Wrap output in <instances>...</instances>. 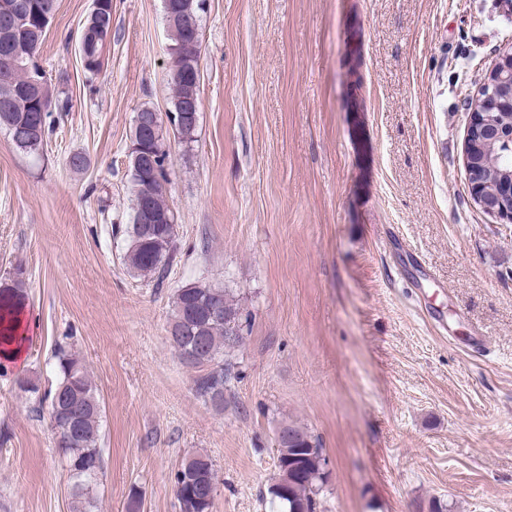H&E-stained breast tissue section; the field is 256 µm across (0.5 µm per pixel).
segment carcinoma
Segmentation results:
<instances>
[{"label":"carcinoma","mask_w":512,"mask_h":512,"mask_svg":"<svg viewBox=\"0 0 512 512\" xmlns=\"http://www.w3.org/2000/svg\"><path fill=\"white\" fill-rule=\"evenodd\" d=\"M22 9L38 16L39 22L26 25L21 36L1 35L9 25L0 14V58L12 57L13 61H30L37 57L46 29L54 14L57 0H14ZM199 0H170L165 9L168 27L171 31L170 81L174 90V112L182 110L183 104L199 101L198 82L186 75L188 69H199L200 34L188 31L186 18L197 14ZM11 77L20 92L11 99H0V126L12 130L27 126L40 131L31 141L16 143V147L31 154L43 150L47 138L53 132L51 113L69 110L68 101L54 98L50 85L42 91H29L28 73L24 68L15 67ZM161 164L154 170L138 172L134 163H129L130 178L137 179L146 188L159 213L170 212L167 203L168 178L166 165L169 154H159ZM138 198L132 197V219L128 233L124 261L133 275L162 284L176 259L175 225L164 224L162 231L147 235L135 223L138 216ZM24 272L17 270L11 283L0 288V348L17 341L10 325L16 311L26 304ZM224 305V318L220 321L203 317L187 316L182 322L181 335L172 341L179 359H184L204 342L209 358L196 362L193 378L194 392L203 399L209 398L216 390L226 389L230 373L224 365V349L235 346L228 342L232 327L237 323L238 310L221 288H210L202 284L188 283L176 290L173 318L181 317L188 308L205 310L213 299ZM52 366L56 375L55 384L44 392L47 404L58 401V408L50 417L52 437L56 448L70 474V512H93L97 505L98 485L103 470V449L98 445L102 405L95 392V386L84 361L69 346L58 343L52 350ZM287 441L277 448V473L268 486L270 512H317L319 495L328 479L324 470L325 459L318 442L307 432L294 427L282 428ZM196 473L195 481L185 482L181 473L174 476L175 494L180 512H210L217 490V472L213 461L207 455H192Z\"/></svg>","instance_id":"carcinoma-1"}]
</instances>
